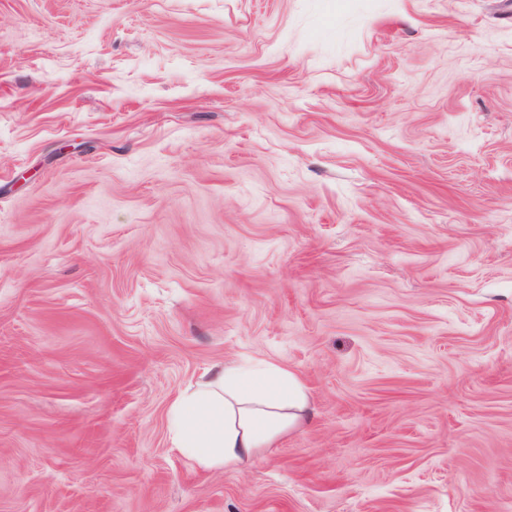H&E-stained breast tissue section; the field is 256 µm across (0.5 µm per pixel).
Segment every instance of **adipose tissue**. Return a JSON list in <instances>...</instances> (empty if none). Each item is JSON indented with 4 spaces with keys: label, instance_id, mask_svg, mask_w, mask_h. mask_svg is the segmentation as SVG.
Listing matches in <instances>:
<instances>
[{
    "label": "adipose tissue",
    "instance_id": "obj_1",
    "mask_svg": "<svg viewBox=\"0 0 512 512\" xmlns=\"http://www.w3.org/2000/svg\"><path fill=\"white\" fill-rule=\"evenodd\" d=\"M171 440L206 470H224L257 457L309 414L297 376L275 362L216 365L172 406Z\"/></svg>",
    "mask_w": 512,
    "mask_h": 512
}]
</instances>
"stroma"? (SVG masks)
<instances>
[{"label": "stroma", "mask_w": 512, "mask_h": 512, "mask_svg": "<svg viewBox=\"0 0 512 512\" xmlns=\"http://www.w3.org/2000/svg\"><path fill=\"white\" fill-rule=\"evenodd\" d=\"M0 512H512V0H0ZM171 440L206 470H224L257 457L309 414L297 376L275 362L215 365L172 406Z\"/></svg>", "instance_id": "obj_1"}]
</instances>
